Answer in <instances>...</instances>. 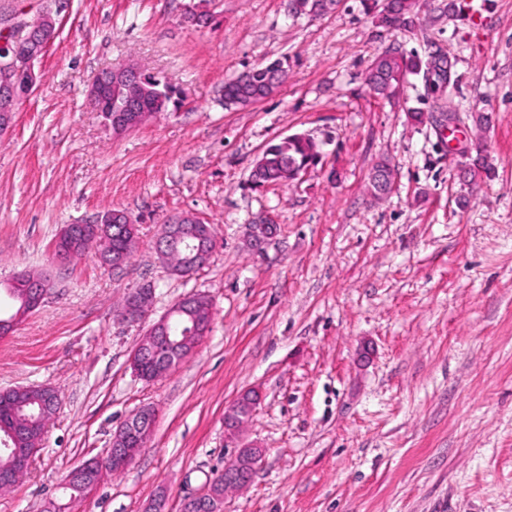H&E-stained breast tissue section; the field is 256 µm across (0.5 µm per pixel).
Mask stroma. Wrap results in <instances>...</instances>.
<instances>
[{
  "mask_svg": "<svg viewBox=\"0 0 512 512\" xmlns=\"http://www.w3.org/2000/svg\"><path fill=\"white\" fill-rule=\"evenodd\" d=\"M288 0H68L40 83L0 133V314L20 272L50 284L43 303L0 337V390L54 386L61 408L27 474L0 490V512H163L203 492L234 449L224 411L261 400L242 440L263 447L252 482L224 512H512V0H492L483 27L418 0L415 25L386 32V0H342L292 18ZM209 16L206 25L190 22ZM449 55L457 87L427 95L409 76L393 100L365 83L390 45ZM287 59L268 98L224 107V82ZM165 75L182 106L114 134L87 101L104 68ZM489 174L466 182L435 118ZM489 125L474 121L477 114ZM310 133L321 162L302 180L254 190L272 141ZM396 176L375 198L378 162ZM112 210L137 225L127 262L95 252L57 258L68 224ZM210 224L207 265L171 274L156 252L165 221ZM277 227L260 253L248 225ZM153 285L151 308L121 318L127 294ZM212 302L207 336L147 383L130 354L180 298ZM153 408V435L118 475L70 497L84 460L105 458L130 415Z\"/></svg>",
  "mask_w": 512,
  "mask_h": 512,
  "instance_id": "stroma-1",
  "label": "stroma"
}]
</instances>
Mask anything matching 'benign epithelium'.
Segmentation results:
<instances>
[{"label": "benign epithelium", "instance_id": "benign-epithelium-1", "mask_svg": "<svg viewBox=\"0 0 512 512\" xmlns=\"http://www.w3.org/2000/svg\"><path fill=\"white\" fill-rule=\"evenodd\" d=\"M55 33L42 21L30 16V12L20 10L6 18H0V127L6 128L12 122L21 100L35 87L39 71L36 66L42 53L54 40ZM88 98L93 108L100 112L105 122L116 134L132 131L142 125L148 113L141 111L140 105L148 99L161 102V92L147 84L145 72L134 64H124L103 69L91 82ZM131 223L124 212H109L92 224L82 226L85 239L105 236L106 225L115 222ZM190 249L189 259L197 266H204L213 251L210 231H202L199 220L192 215H177L169 218L161 228L157 240L158 252L165 256L176 252L180 247ZM47 291L46 281L30 279L26 275L15 278L7 293L19 297L21 309L0 320V325L10 330L41 304ZM153 299L152 290L141 288L132 293L126 305V318L136 320L144 313ZM171 313L160 317L147 331L141 345L154 343L156 336H170L169 320ZM188 352H181L178 343L169 341V347L159 353L155 360V374L162 376L180 363ZM154 416L153 411L143 409L127 418L114 432L109 458L112 470L121 471L134 462L127 448L121 443L139 436L144 417ZM26 431V425L14 424L0 427V446L11 454L10 471L0 475V487L7 488L28 470L32 457L18 452L12 447L16 437ZM260 458L257 448H241L234 458L225 465V471L232 473L254 470Z\"/></svg>", "mask_w": 512, "mask_h": 512}]
</instances>
